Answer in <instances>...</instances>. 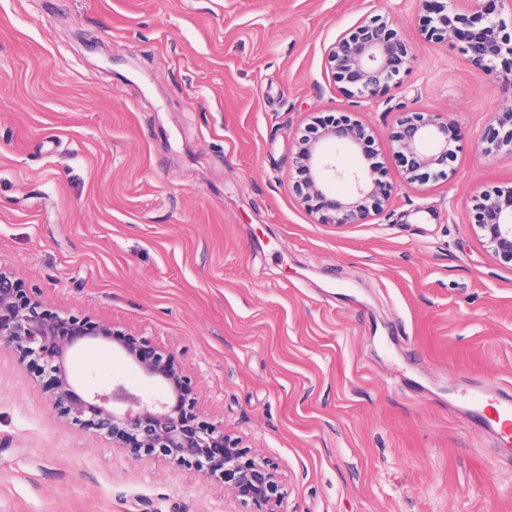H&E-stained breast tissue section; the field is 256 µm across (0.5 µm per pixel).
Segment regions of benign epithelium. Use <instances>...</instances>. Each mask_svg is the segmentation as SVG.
I'll return each instance as SVG.
<instances>
[{
    "mask_svg": "<svg viewBox=\"0 0 512 512\" xmlns=\"http://www.w3.org/2000/svg\"><path fill=\"white\" fill-rule=\"evenodd\" d=\"M455 8L440 6L423 24L425 37L436 44L462 42L469 64L486 75L512 83V33L506 22L479 9V0ZM414 60L411 45L380 16L365 18L341 33L326 51V61L338 91L349 99L376 100L397 82ZM451 131L438 113L414 112L404 117L392 135L403 160V180L438 182L447 178ZM486 151L512 146V130L501 137L489 132ZM360 128L330 125L316 136L297 142L293 165L302 179L293 190L324 224H366L381 215L390 200L373 169L361 163L353 169L339 165L341 154L356 153ZM348 180L352 191L336 197L333 182ZM477 232L502 264L512 266V188L505 195L476 196ZM102 339L116 346L148 380L169 395L146 398L124 381L103 392H80L65 361L79 344ZM0 345L17 352L40 374H54L51 404L59 416L112 439L118 448L138 454L158 452L180 466L224 483V491L252 507L251 512H285L280 476L274 461L241 446L223 425L191 422L194 401L177 356L157 348L144 337L93 321L60 315L42 308L20 288L14 276L0 271Z\"/></svg>",
    "mask_w": 512,
    "mask_h": 512,
    "instance_id": "obj_1",
    "label": "benign epithelium"
}]
</instances>
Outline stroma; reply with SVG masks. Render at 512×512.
Here are the masks:
<instances>
[{
	"label": "stroma",
	"mask_w": 512,
	"mask_h": 512,
	"mask_svg": "<svg viewBox=\"0 0 512 512\" xmlns=\"http://www.w3.org/2000/svg\"><path fill=\"white\" fill-rule=\"evenodd\" d=\"M431 0H0V269L60 314L173 351L202 420L279 467L287 512H512V459L461 410L512 386V268L473 196L512 90L422 33ZM380 15L415 60L379 103L342 97L325 50ZM437 112L457 156L401 183L390 139ZM362 124L390 186L366 224L297 199L295 143ZM85 388L162 390L101 344ZM49 377L0 347V512H249L195 470L58 417Z\"/></svg>",
	"instance_id": "35a3bbf8"
}]
</instances>
